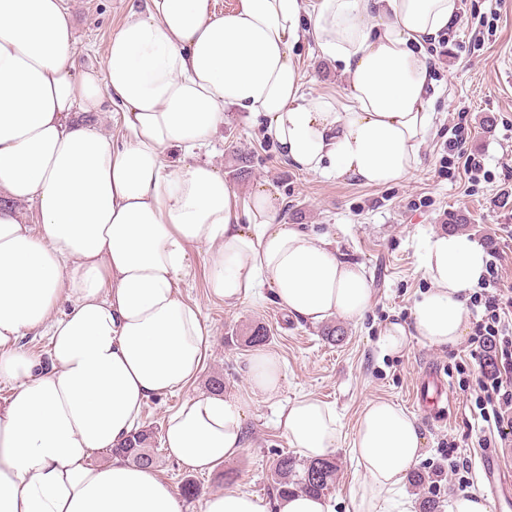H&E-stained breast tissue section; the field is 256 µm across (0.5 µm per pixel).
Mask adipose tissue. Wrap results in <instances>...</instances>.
<instances>
[{
	"label": "adipose tissue",
	"instance_id": "1",
	"mask_svg": "<svg viewBox=\"0 0 512 512\" xmlns=\"http://www.w3.org/2000/svg\"><path fill=\"white\" fill-rule=\"evenodd\" d=\"M458 21L457 0H146L112 34L102 72H77L65 0H0V512H185L168 480L117 455L141 428L145 402L192 384L211 331L181 294L196 252L214 247L208 288L225 304L271 288L289 315L361 321L365 269L329 235L290 224L277 195L239 199L206 162L169 163L209 143L228 108L252 114L279 155L320 176L383 187L417 168L435 91L427 40ZM310 35L338 63L345 104L305 92L294 47ZM119 136L79 120L104 99ZM39 216L30 224L14 202ZM482 245L440 233L424 245L431 287L411 324L389 323L393 351L409 340L448 348L470 330L468 292L485 272ZM49 339V360L18 347ZM280 358L252 359L253 395L276 397ZM247 411L236 397H187L167 418L168 454L211 470L243 448ZM278 423L305 459L327 457L340 420L305 395ZM424 438L399 405L363 407L352 452L366 482L356 512H388ZM110 451L92 465L93 453ZM201 512H334L331 498L294 492L270 503L227 490Z\"/></svg>",
	"mask_w": 512,
	"mask_h": 512
}]
</instances>
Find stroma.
Wrapping results in <instances>:
<instances>
[{
    "mask_svg": "<svg viewBox=\"0 0 512 512\" xmlns=\"http://www.w3.org/2000/svg\"><path fill=\"white\" fill-rule=\"evenodd\" d=\"M144 0H69L78 70H102L105 47L130 9ZM460 22L437 44L430 57L440 95L435 102L434 127L421 149L420 166L405 181L390 187L366 186L347 178H323L299 170L278 156L264 138L260 122L246 113L227 111L208 150L196 158L223 173L239 196L255 185H266L283 203L287 223L336 235V247L346 260L364 266L372 288L365 318L349 322L338 317L312 324L290 316L272 296L234 305L224 304L208 290L211 250L201 248L182 289L196 302L212 329L205 368L186 391L149 399L142 409V428L152 430L156 473L174 486L193 480L199 488L188 506L199 512L210 494L241 489L268 496V477L278 455L288 453L286 438L276 424L279 408L310 395L335 408L341 436L332 453L338 464L328 492L335 512H356L355 495L365 475L357 466L351 443L366 401L394 402L412 414L424 435L417 471L435 476L448 468L441 443L455 438L461 457L478 463L482 433L470 426V410L458 389L457 363H464L470 381L489 365L472 353L468 342L440 349L412 340L399 352L384 351L381 335L388 323H411L412 304L430 283L420 268L429 236L447 231L448 216L463 213L471 222L461 231L501 257L503 287L512 289V197L503 192L505 175H512V83L505 68L512 57V0H458ZM305 89L337 99L345 97L344 79L311 39L295 47ZM468 134V151L480 156L486 176L469 186L463 170L442 168L441 158L453 127ZM248 173L234 176L241 158ZM340 328L336 341L326 340L325 325ZM265 327L270 339L261 347L246 345L250 328ZM277 355L285 377L277 397L250 394L249 364L258 351ZM440 369L452 395L445 412L422 411L412 393L429 368ZM224 381L229 396L247 399L246 446L238 456L208 472H189L168 455L161 436L166 417L185 395L209 392L214 378Z\"/></svg>",
    "mask_w": 512,
    "mask_h": 512,
    "instance_id": "35a3bbf8",
    "label": "stroma"
}]
</instances>
